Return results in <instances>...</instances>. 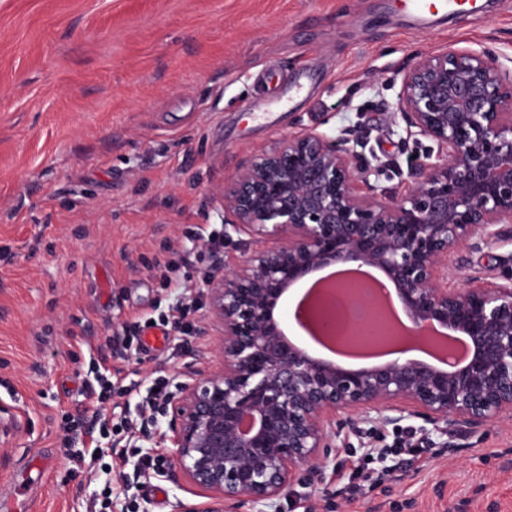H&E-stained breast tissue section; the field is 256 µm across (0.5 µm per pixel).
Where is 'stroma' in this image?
<instances>
[{
    "mask_svg": "<svg viewBox=\"0 0 512 512\" xmlns=\"http://www.w3.org/2000/svg\"><path fill=\"white\" fill-rule=\"evenodd\" d=\"M420 24L400 0H0V512H175L199 502L174 468L135 479L142 454L173 458L133 432L125 455L70 463L85 385L112 372L103 409L134 412L130 382L176 393L217 344L199 334L204 235L224 225L212 191L253 155L315 128L382 165L401 192L413 157L436 145L394 112L403 70L424 53L488 47L512 66V0ZM179 268L171 282L154 259ZM193 289H185L184 278ZM193 298L189 334L172 330ZM428 452L363 496L345 478L402 429ZM325 497L299 484L279 508L240 512H512V421L467 436L409 417L344 432Z\"/></svg>",
    "mask_w": 512,
    "mask_h": 512,
    "instance_id": "35a3bbf8",
    "label": "stroma"
}]
</instances>
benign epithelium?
I'll use <instances>...</instances> for the list:
<instances>
[{"label": "benign epithelium", "instance_id": "1", "mask_svg": "<svg viewBox=\"0 0 512 512\" xmlns=\"http://www.w3.org/2000/svg\"><path fill=\"white\" fill-rule=\"evenodd\" d=\"M394 111L438 147L411 161L400 193H375L378 169L315 128L213 190L224 236L249 239L233 267L216 260L205 285L207 328L219 336L212 364L166 404L174 465L207 498L178 512L278 503L303 470L325 492L338 428L358 433L366 421L408 415L471 433L512 419V274L469 275L463 286L452 276L462 250L512 235V68L486 48L429 53L404 71ZM336 263L382 270L408 333L459 332L468 357L353 368L290 340L275 316L283 297Z\"/></svg>", "mask_w": 512, "mask_h": 512}]
</instances>
